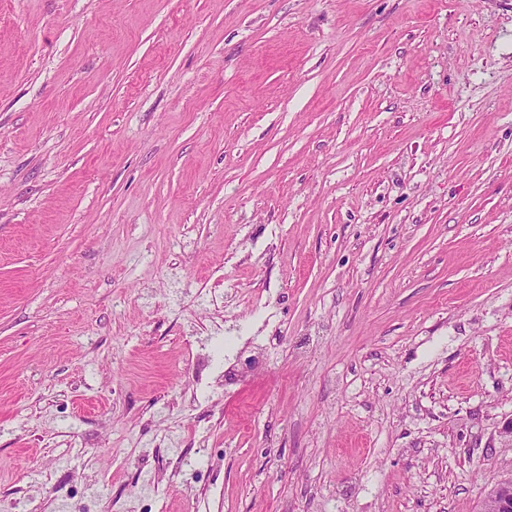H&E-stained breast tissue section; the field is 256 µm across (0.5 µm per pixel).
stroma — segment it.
Listing matches in <instances>:
<instances>
[{"mask_svg": "<svg viewBox=\"0 0 512 512\" xmlns=\"http://www.w3.org/2000/svg\"><path fill=\"white\" fill-rule=\"evenodd\" d=\"M511 422L512 0H0V512H481Z\"/></svg>", "mask_w": 512, "mask_h": 512, "instance_id": "1", "label": "stroma"}]
</instances>
